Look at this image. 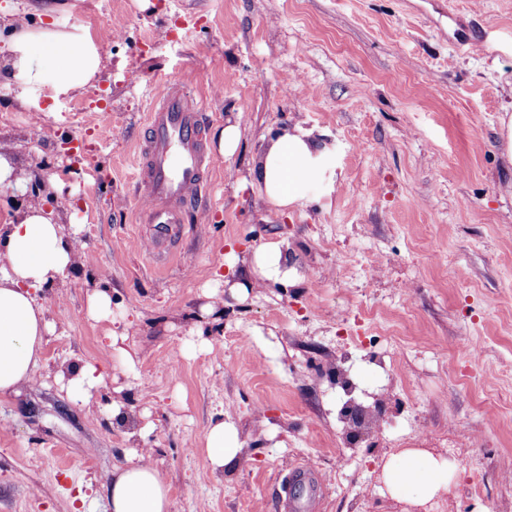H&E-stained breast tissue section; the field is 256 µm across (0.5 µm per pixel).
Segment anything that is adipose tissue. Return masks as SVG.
<instances>
[{"label": "adipose tissue", "mask_w": 512, "mask_h": 512, "mask_svg": "<svg viewBox=\"0 0 512 512\" xmlns=\"http://www.w3.org/2000/svg\"><path fill=\"white\" fill-rule=\"evenodd\" d=\"M102 70V55L86 28L6 27L0 75L20 106H30L47 93L54 97L82 93L100 79ZM325 167L326 151L313 130L297 126L270 142L236 189L256 188L268 204L285 209L310 199L312 178ZM1 189L10 192L9 199H0V212L6 216L0 223V394H7L19 392L36 375L51 332L36 293L54 287L69 271L75 242L54 211L27 203L26 181L17 176L12 159L2 154ZM251 267L270 281L299 278L277 242L260 245ZM70 372L67 391L77 403H87L92 390L107 386L111 379L104 365L90 362H76ZM205 452L215 472L239 461L242 445L234 422L211 423L205 433ZM455 471L447 457L408 448L387 460L383 482L391 496L423 505L447 492ZM109 496L112 512H169L170 508L169 486L160 470L137 454L113 468Z\"/></svg>", "instance_id": "ef3b65f1"}]
</instances>
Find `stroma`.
Here are the masks:
<instances>
[{
  "label": "stroma",
  "instance_id": "stroma-1",
  "mask_svg": "<svg viewBox=\"0 0 512 512\" xmlns=\"http://www.w3.org/2000/svg\"><path fill=\"white\" fill-rule=\"evenodd\" d=\"M89 29L102 77L19 107L0 79V153L51 201L77 247L41 292L53 324L36 381L0 395V512H111L112 469L146 448L170 512H278L293 469L322 480L319 512H405L379 481L420 415L424 448L451 458L446 512H512V0H58ZM196 75L212 125L242 117L237 153L211 152L206 223L150 254L131 162L146 97ZM321 132L329 172L288 212L236 192L279 131ZM282 245L294 284L252 273ZM235 270L245 301L216 285ZM102 287L112 314H87ZM220 323L196 329L204 290ZM135 351L74 405L58 376L113 334ZM477 340L478 359L463 345ZM394 355L389 370L376 366ZM396 400L388 426L342 447L329 415L336 360ZM142 424L130 434L113 404ZM225 417L242 457L212 472L205 433ZM475 484L480 493L463 494Z\"/></svg>",
  "mask_w": 512,
  "mask_h": 512
}]
</instances>
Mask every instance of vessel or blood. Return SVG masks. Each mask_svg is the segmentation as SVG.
<instances>
[{"mask_svg":"<svg viewBox=\"0 0 512 512\" xmlns=\"http://www.w3.org/2000/svg\"><path fill=\"white\" fill-rule=\"evenodd\" d=\"M194 82L187 74L167 81L162 97L150 107L133 166L144 221L152 227L150 245L156 250L180 234L188 209L206 210L208 118L185 93Z\"/></svg>","mask_w":512,"mask_h":512,"instance_id":"1","label":"vessel or blood"}]
</instances>
